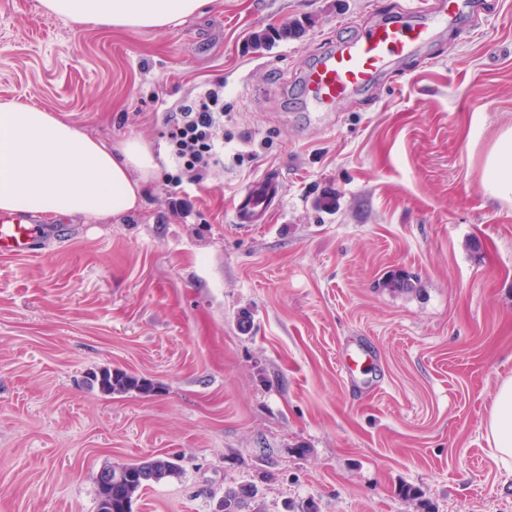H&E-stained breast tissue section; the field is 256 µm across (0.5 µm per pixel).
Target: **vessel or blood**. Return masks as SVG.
<instances>
[{"label":"vessel or blood","mask_w":512,"mask_h":512,"mask_svg":"<svg viewBox=\"0 0 512 512\" xmlns=\"http://www.w3.org/2000/svg\"><path fill=\"white\" fill-rule=\"evenodd\" d=\"M470 0H442L429 11L410 4L404 9L409 23H376L342 37L336 46L310 67L303 79V94L317 109L331 110L340 102L364 91L378 81L397 58L417 53L433 41L438 31L456 24ZM281 199L277 174L268 172L248 183L237 194L234 221L243 230L261 223ZM54 225L34 216L0 212V256L31 257L55 237ZM372 360L360 343L344 348L341 369L350 386H358V369Z\"/></svg>","instance_id":"obj_1"}]
</instances>
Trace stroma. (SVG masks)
I'll return each mask as SVG.
<instances>
[{
	"instance_id": "35a3bbf8",
	"label": "stroma",
	"mask_w": 512,
	"mask_h": 512,
	"mask_svg": "<svg viewBox=\"0 0 512 512\" xmlns=\"http://www.w3.org/2000/svg\"><path fill=\"white\" fill-rule=\"evenodd\" d=\"M403 2L208 0L133 31L0 0V99L105 144L166 154V110L224 82V164L180 211L161 174L139 210L0 258V512H95L98 470L158 453L182 473L132 512H213L239 484L263 512H512L485 430L512 377V201L481 181L512 129V0H479L328 115L303 105L306 70ZM268 169L282 203L239 230L234 199ZM399 272L411 290L379 288ZM355 337L375 356L360 396L339 365ZM106 367L158 389H89Z\"/></svg>"
}]
</instances>
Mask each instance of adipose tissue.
Wrapping results in <instances>:
<instances>
[{"instance_id":"adipose-tissue-1","label":"adipose tissue","mask_w":512,"mask_h":512,"mask_svg":"<svg viewBox=\"0 0 512 512\" xmlns=\"http://www.w3.org/2000/svg\"><path fill=\"white\" fill-rule=\"evenodd\" d=\"M205 0H40L45 14L75 26L161 30ZM159 165L150 145L127 137L109 146L62 117L16 99L0 100V210L50 217H119L139 208ZM485 190L512 200V129L489 151ZM493 457L512 477V378L496 387L486 421Z\"/></svg>"}]
</instances>
